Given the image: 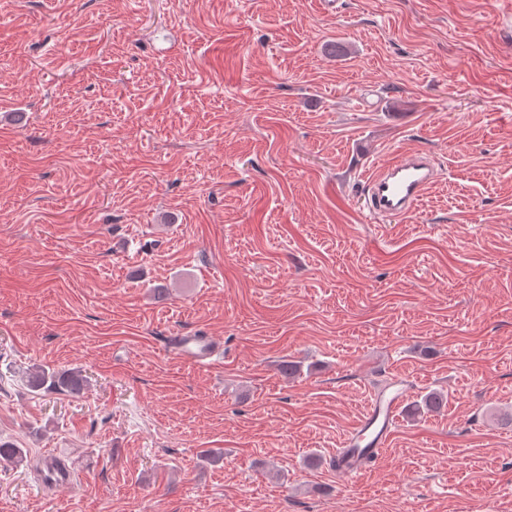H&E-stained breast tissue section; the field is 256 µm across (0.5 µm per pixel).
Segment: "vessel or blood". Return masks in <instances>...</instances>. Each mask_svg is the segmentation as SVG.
Here are the masks:
<instances>
[{"instance_id":"vessel-or-blood-1","label":"vessel or blood","mask_w":512,"mask_h":512,"mask_svg":"<svg viewBox=\"0 0 512 512\" xmlns=\"http://www.w3.org/2000/svg\"><path fill=\"white\" fill-rule=\"evenodd\" d=\"M431 162L421 154H407L385 161L366 180V204L378 218H400L413 211L435 183ZM176 355L197 367L210 366L222 347L212 337L180 334L172 337ZM407 395V386L398 382L392 391L376 393L362 418L347 434L337 453L339 473L354 478L368 459L378 458L397 423V413Z\"/></svg>"}]
</instances>
